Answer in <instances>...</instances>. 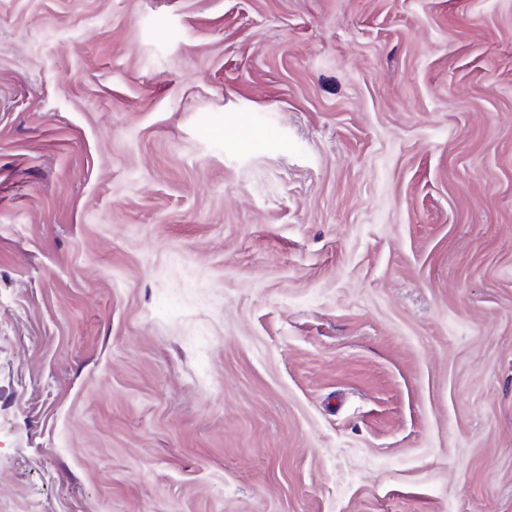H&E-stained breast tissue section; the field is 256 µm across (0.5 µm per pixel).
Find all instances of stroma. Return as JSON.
Listing matches in <instances>:
<instances>
[{"label": "stroma", "mask_w": 512, "mask_h": 512, "mask_svg": "<svg viewBox=\"0 0 512 512\" xmlns=\"http://www.w3.org/2000/svg\"><path fill=\"white\" fill-rule=\"evenodd\" d=\"M0 512H512V0H0Z\"/></svg>", "instance_id": "35a3bbf8"}]
</instances>
